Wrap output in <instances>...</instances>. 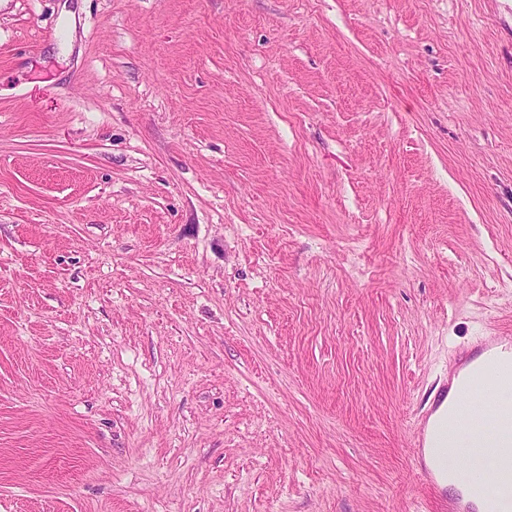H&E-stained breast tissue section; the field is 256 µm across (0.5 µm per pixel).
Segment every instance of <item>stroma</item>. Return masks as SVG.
<instances>
[{
	"label": "stroma",
	"mask_w": 512,
	"mask_h": 512,
	"mask_svg": "<svg viewBox=\"0 0 512 512\" xmlns=\"http://www.w3.org/2000/svg\"><path fill=\"white\" fill-rule=\"evenodd\" d=\"M512 329V0H0V512H417ZM512 350V336L507 333V336H489L486 338L474 351L465 354L459 359V366L452 377L458 374V371L464 363L476 357L484 351H492L500 346L504 349ZM510 350V351H511ZM452 377L448 380V384L444 385L437 395L435 396L426 416L420 421L413 431V448H411L413 458V470L421 486L425 509L430 512H479L477 504L461 491L455 490L452 495H448V487L443 486L440 481V476L443 472L447 471L445 467V457L439 455L433 466L426 463L425 460V434L429 424V419L441 404V402L448 396L450 383ZM441 503V504H440ZM441 505V506H440Z\"/></svg>",
	"instance_id": "1"
}]
</instances>
